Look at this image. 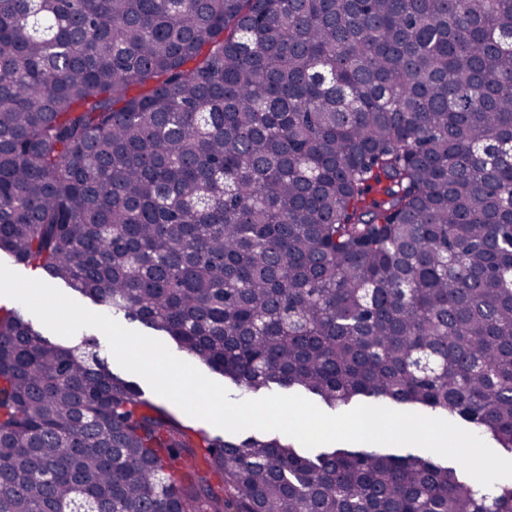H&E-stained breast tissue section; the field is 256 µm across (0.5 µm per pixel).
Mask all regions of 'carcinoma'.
Instances as JSON below:
<instances>
[{"instance_id":"carcinoma-1","label":"carcinoma","mask_w":512,"mask_h":512,"mask_svg":"<svg viewBox=\"0 0 512 512\" xmlns=\"http://www.w3.org/2000/svg\"><path fill=\"white\" fill-rule=\"evenodd\" d=\"M512 0H0V252L237 388L512 455ZM0 512H512L418 452L208 438L0 306ZM114 320H116L117 322H119L121 325H123L124 327H126L128 329L141 332L143 334H146L148 336H151L153 338H156V339L162 341L175 356L191 363L196 368H198L204 375H206L208 378H210L213 381L224 386L228 390L229 395L234 392L233 385H231L228 380H225L224 376L212 371L210 368H208L206 365H204L202 362H200L197 358L192 357V356L186 354L185 352L180 351L176 347V345L163 333L157 332L139 322L130 323L123 319H114ZM229 395H228V397H229Z\"/></svg>"}]
</instances>
